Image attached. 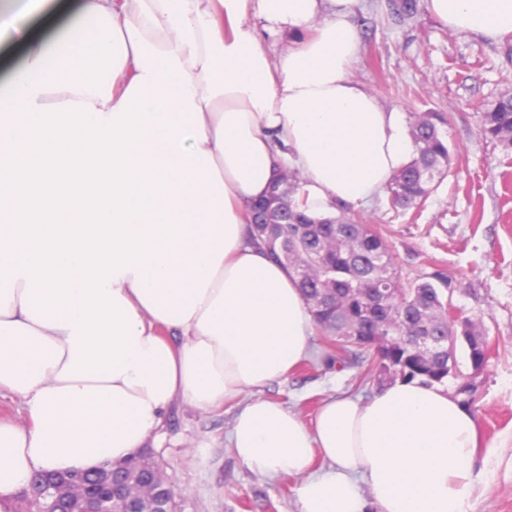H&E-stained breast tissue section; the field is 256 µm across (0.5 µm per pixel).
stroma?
I'll list each match as a JSON object with an SVG mask.
<instances>
[{
  "instance_id": "1",
  "label": "stroma",
  "mask_w": 512,
  "mask_h": 512,
  "mask_svg": "<svg viewBox=\"0 0 512 512\" xmlns=\"http://www.w3.org/2000/svg\"><path fill=\"white\" fill-rule=\"evenodd\" d=\"M398 0H365L355 22L363 39L353 76L387 108L447 113L451 164L425 203L391 209L378 195L357 212L387 239L404 285L435 270L448 275L455 313L481 322L495 352L478 377L473 414L478 456H498L474 512H512V157L485 138L480 114L512 93V34L491 41L448 31L427 0L402 17ZM359 368L313 362L295 366L261 388L311 420L322 401L347 394L369 399L375 382L359 384ZM248 400L200 411L176 400L151 443L175 491L176 512H297V478L250 472L228 442L233 419Z\"/></svg>"
}]
</instances>
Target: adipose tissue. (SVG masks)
I'll use <instances>...</instances> for the list:
<instances>
[{"mask_svg":"<svg viewBox=\"0 0 512 512\" xmlns=\"http://www.w3.org/2000/svg\"><path fill=\"white\" fill-rule=\"evenodd\" d=\"M360 2L81 0L91 25L59 31L54 64L25 18L0 21V42L25 39L0 83V392L28 413L0 422V512L35 473L136 455L174 400L206 411L308 356L312 316L248 243L249 205L286 167L328 214L410 162L404 113L350 76ZM428 9L459 35L512 33V0ZM230 442L251 472L299 477L298 512H470L482 477L473 415L438 385L332 396L309 423L256 397Z\"/></svg>","mask_w":512,"mask_h":512,"instance_id":"adipose-tissue-1","label":"adipose tissue"}]
</instances>
